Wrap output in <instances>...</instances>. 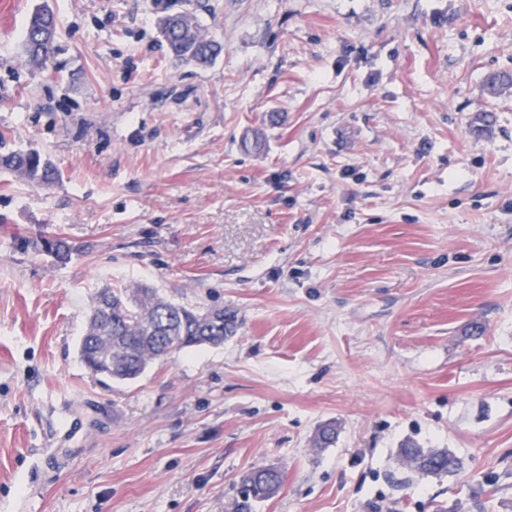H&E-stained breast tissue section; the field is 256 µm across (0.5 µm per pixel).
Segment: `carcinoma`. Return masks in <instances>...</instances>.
<instances>
[{
  "instance_id": "carcinoma-1",
  "label": "carcinoma",
  "mask_w": 512,
  "mask_h": 512,
  "mask_svg": "<svg viewBox=\"0 0 512 512\" xmlns=\"http://www.w3.org/2000/svg\"><path fill=\"white\" fill-rule=\"evenodd\" d=\"M160 31L168 53L179 63L207 65L222 51L220 42L199 32L195 20L186 13H167L160 18ZM58 38V15L48 6L32 12L23 33L21 48L27 62L45 71L51 64ZM0 167L9 169L30 183L49 186L55 180L52 163L37 151H11L0 154ZM50 253L65 264L73 251L68 242L50 238ZM220 324L202 326L201 312L160 296L141 285L102 288L92 299V307L81 340L83 361L112 362L116 381L133 380L147 367L176 350L191 346H220L237 335L240 323L236 313L221 310ZM402 468L434 476L457 474L462 462L446 449L420 448L411 441L398 450ZM282 483L281 471L257 468L242 478L251 493L235 501L234 512H251L255 502L274 496Z\"/></svg>"
}]
</instances>
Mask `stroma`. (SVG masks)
Returning <instances> with one entry per match:
<instances>
[{"instance_id": "stroma-1", "label": "stroma", "mask_w": 512, "mask_h": 512, "mask_svg": "<svg viewBox=\"0 0 512 512\" xmlns=\"http://www.w3.org/2000/svg\"><path fill=\"white\" fill-rule=\"evenodd\" d=\"M44 1L46 74L20 54ZM167 10L221 42L213 63L169 56ZM500 71L512 0H0V153L60 172L0 169V512H232L259 467L283 482L253 512H512ZM56 232L69 263L42 250ZM131 283L238 333L94 374L92 298ZM408 439L462 470H404ZM0 167L9 169L30 183L49 186L55 180L52 163L37 151L0 154Z\"/></svg>"}]
</instances>
